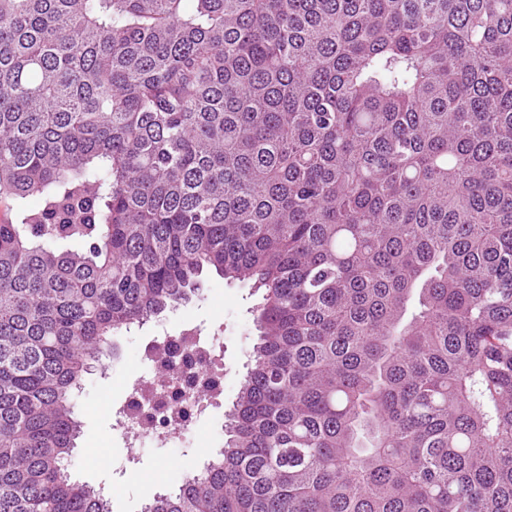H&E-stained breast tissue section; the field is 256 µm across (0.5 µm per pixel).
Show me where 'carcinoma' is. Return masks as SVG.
Returning <instances> with one entry per match:
<instances>
[{"label": "carcinoma", "mask_w": 512, "mask_h": 512, "mask_svg": "<svg viewBox=\"0 0 512 512\" xmlns=\"http://www.w3.org/2000/svg\"><path fill=\"white\" fill-rule=\"evenodd\" d=\"M0 512H110L74 394L264 289L224 448L142 512H512V0H0Z\"/></svg>", "instance_id": "cac0c4a2"}]
</instances>
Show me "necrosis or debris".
<instances>
[{"instance_id": "necrosis-or-debris-1", "label": "necrosis or debris", "mask_w": 512, "mask_h": 512, "mask_svg": "<svg viewBox=\"0 0 512 512\" xmlns=\"http://www.w3.org/2000/svg\"><path fill=\"white\" fill-rule=\"evenodd\" d=\"M221 344V336H204L195 330L185 337L154 340L151 360L156 373L132 383L125 409L115 414L114 430L136 437L154 436L164 444L191 434L194 412L210 404L199 384L217 376L224 364Z\"/></svg>"}]
</instances>
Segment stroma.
Wrapping results in <instances>:
<instances>
[{
    "label": "stroma",
    "mask_w": 512,
    "mask_h": 512,
    "mask_svg": "<svg viewBox=\"0 0 512 512\" xmlns=\"http://www.w3.org/2000/svg\"><path fill=\"white\" fill-rule=\"evenodd\" d=\"M202 286L191 299L145 324L122 331L114 353L87 375L78 395L80 434L74 451V479L104 487L112 512H140L153 494L177 488L222 448L225 417L236 401L257 339L254 309L262 294L228 281L215 271L201 276ZM224 332V393L198 423L195 437L170 448H144L127 459L126 441L112 431L113 401L123 398L127 382L143 370V356L153 336L178 335L186 327Z\"/></svg>",
    "instance_id": "1"
}]
</instances>
